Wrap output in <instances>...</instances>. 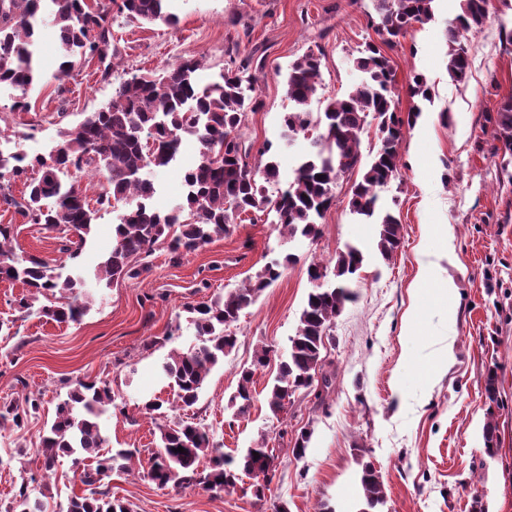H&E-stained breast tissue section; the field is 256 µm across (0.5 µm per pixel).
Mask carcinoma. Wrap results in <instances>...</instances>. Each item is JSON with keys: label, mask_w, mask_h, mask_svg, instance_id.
<instances>
[{"label": "carcinoma", "mask_w": 512, "mask_h": 512, "mask_svg": "<svg viewBox=\"0 0 512 512\" xmlns=\"http://www.w3.org/2000/svg\"><path fill=\"white\" fill-rule=\"evenodd\" d=\"M111 2V11L101 14L91 10L86 0H0V84L17 88L24 96L42 82L34 40L40 25L54 29L62 50L55 76L60 80L77 63L95 58L98 43L93 33L112 39V22L117 18L128 23L178 22L168 10L169 0ZM372 2L375 16L369 25L377 39L365 43L354 59L363 77L347 96L327 100L323 112L314 116L311 104L322 86L323 49L310 48L288 66L285 84L293 108L283 116L284 134L310 136L311 150L298 160L280 196L265 194V185L280 180L272 144L259 151L266 161L253 163L241 137L248 114L261 106L257 88L266 60L258 50L242 48L252 32L246 25L242 32L226 39L227 60L219 80L199 85L196 73L202 68V57L191 52L159 72L135 74L121 83L109 102L62 128L56 154L28 160L0 149V181L19 180L26 188L19 199L6 192L0 194V199L31 224L61 228L60 252L74 258L94 226L96 208L90 207L74 185L66 184L62 175L71 170L103 175L107 188L95 199L97 208L125 207L114 228L112 251L100 269V279L110 284L140 277L148 270V258L159 245H168L171 261L176 263L213 239L228 235L235 220L252 210L272 214L271 223L290 238L300 235L315 240L320 235L317 219L334 202L340 179L357 171L360 178L351 186V211L378 225V254L384 262H390L401 246L402 225L391 211L379 209L378 202L380 192L400 175L399 144L404 130L416 124L420 109H400L393 60L386 50L397 46L399 38L415 25L434 18V0ZM484 2L460 0L461 12L448 23L446 70L454 82L462 83L467 78L463 37L486 21ZM408 93L412 98H431L430 88L419 74L413 77ZM373 124L379 146L365 160L360 151L361 135ZM185 138L195 140L200 160L184 171L188 188L185 203L161 212L149 204L156 187L145 171L149 167H170ZM495 139L503 153L512 156L511 99L497 111ZM10 238V227L1 224L0 279L18 280L30 288L29 295L18 301L19 308L29 310L39 298L50 296L54 301L40 308L43 316L66 322L83 315L86 302L80 300L82 276L62 280L50 273L43 259L15 256ZM294 260L288 254L281 262L266 264L247 285L191 308L199 345L172 353L163 366L177 387L181 407L197 402L212 368L235 347L231 327L241 311L280 277L284 264ZM364 262V252L348 245L339 252L333 269L316 263L308 268L313 288L295 335L289 338L288 355L280 361L266 395L273 415L281 414L296 392L312 388L319 379L324 387H330L328 376L318 377L322 350L336 318L346 304L357 299L355 283ZM271 352L266 345L260 347L251 364L242 368L237 391L229 399L237 414L248 412L253 375L268 365ZM41 404V394L29 393L21 403L0 405V421H10L20 429ZM112 407L110 382L77 380L56 406L51 435L40 440L38 454L45 470H52L58 458L65 455L82 466L79 479L85 489L68 500L65 512H134L132 504L111 497L107 488L111 473H128L137 455V450L131 448L103 454L106 436L101 417ZM159 431L161 445L147 471V477L157 486L200 487L218 493L235 487L244 473L255 480L254 496H265L271 450L264 445L256 444L240 456H231L224 454L205 428L193 421L179 419L159 426ZM178 447L184 452H177ZM204 458L210 464L203 469ZM359 484L366 504L362 512L384 502V485L372 462L361 464ZM14 499L16 505L4 512H42L40 502L30 499L29 483L25 481Z\"/></svg>", "instance_id": "cac0c4a2"}]
</instances>
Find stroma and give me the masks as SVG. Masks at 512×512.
<instances>
[{
    "mask_svg": "<svg viewBox=\"0 0 512 512\" xmlns=\"http://www.w3.org/2000/svg\"><path fill=\"white\" fill-rule=\"evenodd\" d=\"M172 10L179 20L171 26L114 21L112 70L86 61L60 82L53 30L43 27L38 51L45 80L28 92V110L14 108L18 91L0 88V127L13 136L11 149L48 154L62 123H76L106 103L132 75L162 70L188 52L204 54L198 81L207 84L224 68L227 24L237 17L252 26V42L267 61L258 86L263 105L249 114L242 137L255 150L273 144L280 177L288 179L310 141L282 139V117L291 108L283 72L309 47L322 46L323 82L312 110L345 96L361 78L352 58L374 36L371 0H172ZM459 11L458 0H437L434 20L416 25L390 52L401 108L412 104L408 86L415 74L432 89L423 121L400 143L401 175L381 193L403 226L391 262L377 254L376 225L349 210L351 174L340 180L316 240L281 236L266 213L250 212L229 235L179 263L161 245L148 273L107 286L92 276L112 250L115 213L98 212L72 260L60 253L57 233L0 204V224L12 225L17 256L40 257L56 274L85 276L92 295L79 320L58 323L19 309L26 286L0 281V320L11 326L9 335H0V404L29 392L42 396L24 428H0V505L25 478L41 492L43 512H61L68 497L82 494L72 458H60L47 473L37 448L69 382L103 378L117 406L105 421L107 445L138 449L140 460L138 475H113L109 489L135 512H273L279 503L288 512H360L363 458L375 463L384 483L379 512H512V161L495 153L492 137L498 108L512 98V46L500 28L512 18V0H497L481 30L467 36L469 72L462 83L451 81L444 65L446 27ZM198 157L195 142L184 140L178 163L155 172V209L182 203L183 171ZM448 225L450 240L443 234ZM348 243L360 244L367 261L358 298L337 317L323 351L333 385L319 396L298 392L284 412L272 415L266 394L311 288L307 268L314 261L334 264ZM290 253L294 262L241 313L236 345L212 369L197 403L176 408V390L161 367L170 353L197 342L188 306L242 286L264 264ZM424 267L432 274L425 284L418 280ZM449 279L457 291L447 300L437 285ZM409 313L417 323L414 336L402 331ZM263 345L273 349L271 362L253 377L249 411L236 414L228 401L239 372ZM491 370L492 399L485 390ZM151 398L172 403L169 420L204 425L227 454L257 441L272 448L279 463L264 499L242 483L213 493L161 489L149 481L145 472L159 444L156 424L143 410ZM489 423L498 441L491 455L484 444ZM303 431L310 438L298 459L292 448Z\"/></svg>",
    "mask_w": 512,
    "mask_h": 512,
    "instance_id": "obj_1",
    "label": "stroma"
}]
</instances>
